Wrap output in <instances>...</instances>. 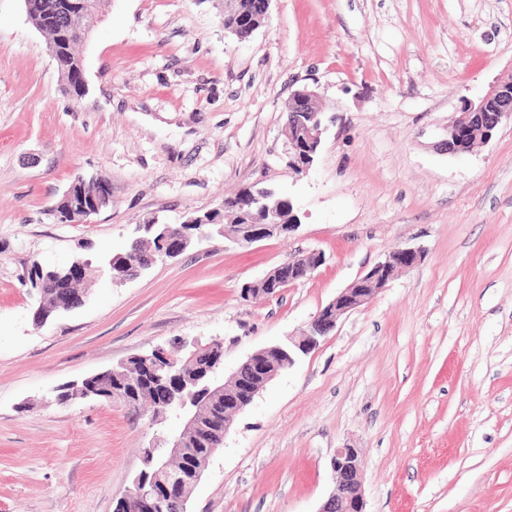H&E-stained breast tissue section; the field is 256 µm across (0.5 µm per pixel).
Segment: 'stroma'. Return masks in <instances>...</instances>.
Masks as SVG:
<instances>
[{"mask_svg": "<svg viewBox=\"0 0 512 512\" xmlns=\"http://www.w3.org/2000/svg\"><path fill=\"white\" fill-rule=\"evenodd\" d=\"M73 104L24 0H0V512H114L159 426L50 391L178 339L232 372L298 337L388 252L421 262L340 318L238 414L188 512H317L336 449L361 450L365 512H512V122L438 148L451 113L512 75V0H272L224 29V0H101ZM336 118L309 171L288 165L294 92ZM112 188L83 223L77 178ZM267 188L299 228L247 249L192 243L139 278L104 267L141 224H179ZM322 252L273 297L243 287ZM87 260L83 306L36 324L33 263ZM256 7L253 9H242L240 2L237 0H229L228 9L232 15H224V23L233 24V27L227 30L240 36L242 32H254L263 25L268 16L270 2L272 0H258ZM234 17V18H233ZM324 260V255L321 252H311L303 257H300L299 254L289 255L286 260L281 262L272 271L281 273L279 278L274 281L273 288L270 289L273 294L281 293L285 288H288V285L309 277L320 264L324 263ZM271 273H269L264 280H266Z\"/></svg>", "mask_w": 512, "mask_h": 512, "instance_id": "35a3bbf8", "label": "stroma"}]
</instances>
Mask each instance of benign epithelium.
Segmentation results:
<instances>
[{
    "label": "benign epithelium",
    "mask_w": 512,
    "mask_h": 512,
    "mask_svg": "<svg viewBox=\"0 0 512 512\" xmlns=\"http://www.w3.org/2000/svg\"><path fill=\"white\" fill-rule=\"evenodd\" d=\"M97 0H62L56 5L57 15L44 20L42 28L56 31L57 41L49 44L52 57L56 58L70 44V36L79 34L87 39L89 20L96 9ZM271 0H259L256 7L243 9L237 0H229L228 10L234 17L229 31L239 35L254 32L263 25L268 16ZM317 94L307 87L296 91L288 104V118L284 123V135L288 150V163L298 171L308 170L328 129V119L316 105ZM512 121V78L497 80L476 100H467L461 109L448 117L444 145L450 154L466 151V144L481 134V141H489L498 127ZM88 188L90 194L83 200L74 222L86 221L107 208L112 201V191L108 184L95 180L91 183L79 179L65 192L69 198L75 188ZM246 206L253 205L275 216L287 199L270 191H249L245 196ZM300 220L291 224H281L271 220L267 224H248L231 228L218 224L214 219L201 221L195 231L184 232L175 224H160L159 236L166 243V251L160 255L142 252L132 245L129 254L133 258L127 272V279L133 280L159 262L181 255L193 239L210 240L219 235L225 241L239 248H249L256 243L278 237H288L299 227ZM423 257L419 247H405L393 250L375 263L365 274L357 278L347 288L321 308L312 318L304 332V338L297 340L288 337L272 348L260 349L251 354L228 377L230 389H225L221 379V365H211L205 360L213 343L198 340H180L175 344L176 351L182 353L186 361L197 365L198 379H208L210 386L206 401L199 400V393L188 389L178 368L179 358L174 352L156 347L148 352L137 354L134 359L150 366L153 362L168 363V375L154 377L156 406L163 416L176 415L181 421L180 428L167 436L154 438L158 454L151 459L155 471L151 479V490L139 489L141 477H136L133 487L119 499L121 512H166L177 508L186 512V503L200 478V464L211 457L218 445L213 441L215 429L229 431L233 416L245 409L259 390L269 382L277 371L271 368L268 353L275 351L282 359V365L292 368L300 357L315 351L321 342L335 328L338 320L371 302L377 293L403 272L417 265ZM324 255L311 252L303 257L290 255L281 262L275 271L280 273L273 283L272 292L281 293L288 285L309 277L320 264ZM87 262L75 258L65 266L64 275L57 281L44 278L36 282L37 290L56 289V294L67 298L70 287L82 282L86 277ZM123 372L117 367L92 374L81 382L54 389L55 399L61 400L75 388L84 389L83 398L99 401H112V382ZM365 462L361 450L352 447L338 448L330 460L334 479V490L322 503L318 512H365L361 493V482Z\"/></svg>",
    "instance_id": "1"
}]
</instances>
